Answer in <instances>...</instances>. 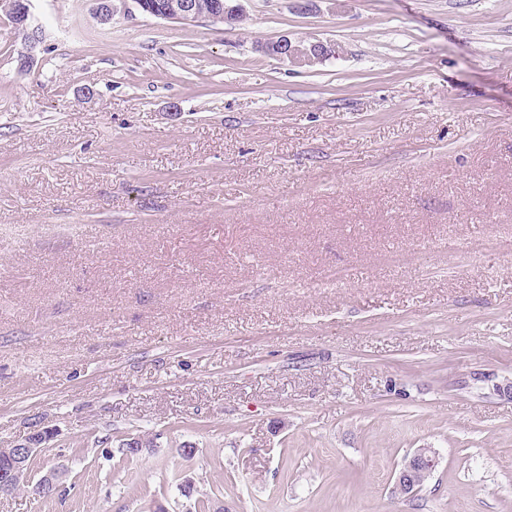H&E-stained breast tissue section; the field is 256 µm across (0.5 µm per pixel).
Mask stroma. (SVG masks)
Here are the masks:
<instances>
[{
  "mask_svg": "<svg viewBox=\"0 0 512 512\" xmlns=\"http://www.w3.org/2000/svg\"><path fill=\"white\" fill-rule=\"evenodd\" d=\"M240 3L0 14V512H512V0ZM34 0H5L0 4L1 12L8 17L15 30L21 33L17 65L22 72L32 68L36 51L41 42V27L33 13ZM6 4L5 6L2 5ZM94 0V15L102 24H111L117 14L135 15V12L151 15L182 26H195L202 22L213 25L224 24V17H235L233 10L226 11L223 2L213 4V9L206 11L199 4L207 6L212 0ZM199 3V4H198ZM230 12V13H229ZM258 51L273 57L290 58L303 62H313L323 57L326 49L321 43H312L308 47H303L293 43L287 37H282L276 41H268L258 45ZM50 439L49 432H35L24 444L18 448L3 449L2 454L6 462V470H0V500L12 497L15 488L21 484H29L28 465L29 461L37 455ZM439 463L434 448H418L408 456L396 476V484L407 497L414 496L433 476Z\"/></svg>",
  "mask_w": 512,
  "mask_h": 512,
  "instance_id": "stroma-1",
  "label": "stroma"
}]
</instances>
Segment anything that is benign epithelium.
Segmentation results:
<instances>
[{"label":"benign epithelium","mask_w":512,"mask_h":512,"mask_svg":"<svg viewBox=\"0 0 512 512\" xmlns=\"http://www.w3.org/2000/svg\"><path fill=\"white\" fill-rule=\"evenodd\" d=\"M137 12L182 26H195L202 22L216 25L233 16V13L226 11L221 0L213 4V9L209 11L204 10L197 0H94V15L103 24L112 23L117 14L132 16ZM3 13L14 29L21 33L17 65L21 71L27 72L33 66L41 42V27L33 13V0H5ZM258 51L268 56L303 62H313L326 53L321 43L303 47L286 37L264 42L258 45ZM49 439L50 434L38 431L19 447L0 451L6 460V469L0 470V499L13 496L17 486L29 483V461ZM438 463L439 455L435 449L418 448L404 460L397 473L396 484L405 496L412 497L425 485V480L433 476ZM63 476L64 472L58 467L49 470L31 489L32 495L43 497L56 492Z\"/></svg>","instance_id":"7a95c632"}]
</instances>
